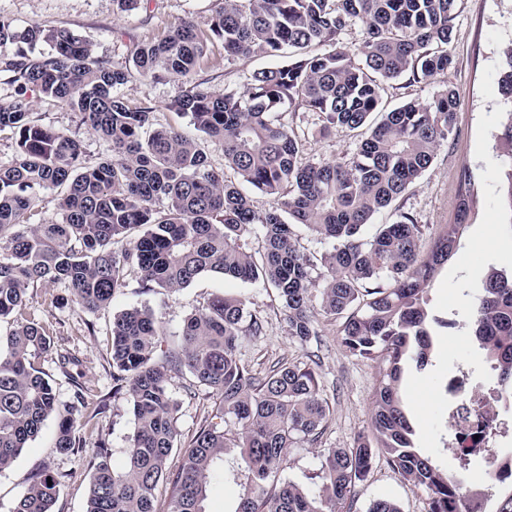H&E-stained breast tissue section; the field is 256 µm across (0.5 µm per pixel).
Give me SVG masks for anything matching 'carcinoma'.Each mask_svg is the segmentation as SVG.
Returning a JSON list of instances; mask_svg holds the SVG:
<instances>
[{"instance_id":"carcinoma-1","label":"carcinoma","mask_w":512,"mask_h":512,"mask_svg":"<svg viewBox=\"0 0 512 512\" xmlns=\"http://www.w3.org/2000/svg\"><path fill=\"white\" fill-rule=\"evenodd\" d=\"M458 2L217 0L208 29L185 21L142 44L128 65L104 60L92 41L67 29L20 28L0 16V47L18 48L0 61L15 85L12 99L0 100V133L14 139L10 160L0 162V319L15 322L0 339V470L55 415V448L82 458L91 472L85 512H156L162 483L169 486L168 512H206L208 487L228 478L242 488L233 512H352L355 486L377 460L427 490V512H476L455 474L416 450L398 394L405 363L424 369L436 329L456 325L431 313L429 291L467 228L470 176H459L457 223L446 225L427 254L420 253L421 225L406 212L363 234L375 213L428 171L452 134L458 98L450 86L389 112L379 111V103L386 80L426 84L448 73ZM357 21L365 36L352 51L342 35ZM214 41L223 43L226 59L277 63L254 72L240 94L216 93L193 81L213 65ZM314 44L329 50L314 54ZM134 72L181 81L184 90L169 109L189 116L201 136L157 122L152 106L130 108L121 89ZM30 89L77 114L106 143V155L88 165L79 132L35 120ZM499 89L508 108L497 136L501 201L512 215V47L504 51ZM285 105L320 113L326 131L355 134L356 153L344 162L310 161L305 143L275 116ZM208 142L221 147L236 180L210 166ZM244 184L272 198L263 215L253 210ZM53 190L54 216L31 222L41 195ZM295 226L331 242V250L318 257L304 252ZM135 232L129 247L113 248ZM206 272L271 285L288 312V334L302 343L319 341L312 305L318 299L324 314L341 319L345 350L379 365L370 432L349 448L324 452L315 493L281 480L279 471L295 444L314 445L324 434L329 404L318 355L259 372L241 363L239 339L262 335L267 320L240 296L219 295L196 309L184 321L180 347L159 358L164 332L150 310L113 318L112 395L127 396L135 421L124 469L113 467L105 443L89 451L74 435L89 387L83 374L69 372L75 359L68 355L58 364L76 387L77 403L60 409L40 367L51 349L49 331L24 310L30 288L60 283L94 312L110 305L132 274L145 291L166 294ZM467 335L497 371L495 407L512 403V272H487ZM184 370L210 390L213 406L171 472L181 403L168 379ZM230 448L244 467L226 466ZM490 464L494 481L512 480L511 457ZM62 482L45 467L34 469L13 512H53Z\"/></svg>"}]
</instances>
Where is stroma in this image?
I'll return each instance as SVG.
<instances>
[{
    "mask_svg": "<svg viewBox=\"0 0 512 512\" xmlns=\"http://www.w3.org/2000/svg\"><path fill=\"white\" fill-rule=\"evenodd\" d=\"M214 8V0H144L139 11L128 14L118 9L115 0H0V15L16 25L38 22L71 29L97 43L99 54L116 64L128 61L139 44L181 21L189 20L199 29H207ZM511 46L512 0H460L451 45L453 66L448 74L428 84H411L403 78L390 81L380 105L381 111L387 112L409 99L431 97L447 85L453 86L458 95L454 134L439 147L432 167L409 188L398 208L383 209L372 219L376 225L389 224L396 220L398 211L412 213L423 230L422 247L430 249L444 227L455 221L460 173L466 171L472 177L474 199L469 226L458 254L441 270L430 291L433 313L456 319L460 326L439 329L431 366L421 371L405 370L400 384L402 401L415 428L416 448L450 471L458 469L460 449L446 441L449 399L445 384L461 365L469 368L474 383L484 385L495 379L476 346L465 339L462 323L477 300L487 270L512 267V235L503 230L512 217L501 205V151L496 139L505 110L498 90L499 71L503 53ZM212 52L216 65L199 71L195 79L218 93L242 90L255 70L274 64L273 59L264 57L225 59L218 42ZM181 90L178 81L152 82L135 75L121 94L129 107L151 104L159 122L191 136L195 129L189 117L167 108ZM28 98L40 123L63 131L79 130L86 144L87 161L97 162L106 147L91 130L79 128L74 112L35 91L29 92ZM281 119L305 139L307 154L313 161H343L357 149L358 140L351 134L339 131L321 136L319 113L288 111ZM224 294L245 298L250 308L264 311L268 317L263 335L240 341L236 353L242 362L262 370L281 359L304 360L307 349L289 336L286 312L274 289L260 282L244 283L208 272L181 291L160 295L143 290L138 277L132 275L111 305L94 313L73 302L63 285L44 283L29 290L26 305L52 337L51 350L42 359L41 367L54 380L59 404L71 405L74 389L58 367V356L77 359L78 371L89 382L76 426V435L86 447L105 441L113 464L120 468L126 462L134 432L129 402L126 397L112 395L108 339L114 316L133 307L149 309L165 329L161 345L167 348L178 341L190 313L214 296ZM316 324L320 331L317 372L331 419L318 444L301 443L291 449L280 473L282 479L310 492L318 489L317 472L324 451L349 447L357 435L368 432L370 401L378 383L376 363L348 354L341 345L338 320L320 313ZM191 388L196 391L192 399L186 396ZM168 389L182 401L179 431L183 439H190L211 407L209 393L196 387L186 371L172 375ZM102 401L107 402L108 408L99 415L95 409ZM41 464L64 477L54 512H85L89 472L78 457L57 452L47 431L30 440L9 469L0 471V512H12L29 485L31 472ZM483 473L479 465L463 471V487L467 493L477 495L483 512H500L505 501L512 498V483L487 486ZM382 497L396 500L402 512L428 509L424 490L407 484L379 462L358 483L354 508L356 512H366L372 500Z\"/></svg>",
    "mask_w": 512,
    "mask_h": 512,
    "instance_id": "stroma-1",
    "label": "stroma"
}]
</instances>
